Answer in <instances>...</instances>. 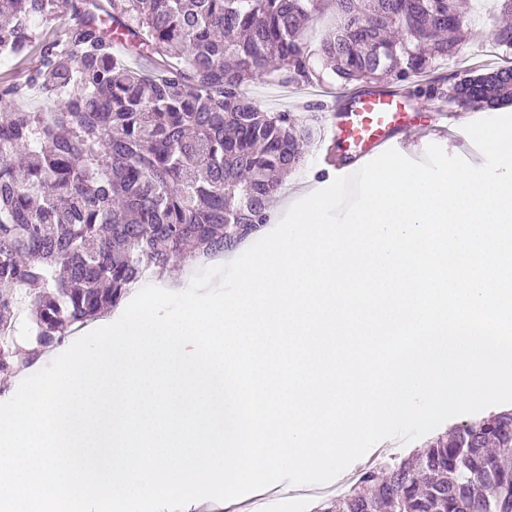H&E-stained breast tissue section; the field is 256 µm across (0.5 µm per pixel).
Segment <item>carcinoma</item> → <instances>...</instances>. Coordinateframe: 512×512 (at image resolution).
I'll list each match as a JSON object with an SVG mask.
<instances>
[{"instance_id":"obj_1","label":"carcinoma","mask_w":512,"mask_h":512,"mask_svg":"<svg viewBox=\"0 0 512 512\" xmlns=\"http://www.w3.org/2000/svg\"><path fill=\"white\" fill-rule=\"evenodd\" d=\"M336 25L316 51L321 5ZM71 21L50 33L32 22ZM458 0H0V55L39 65L0 80V385L117 307L143 267L236 249L271 220L315 128L268 112L245 87L309 84L318 55L345 88L414 84L461 109L512 102V65L454 83L420 78L457 53ZM124 54L156 59L151 72ZM38 90L53 106L22 100ZM316 512H512V413L462 424L411 458L360 473Z\"/></svg>"}]
</instances>
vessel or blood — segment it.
I'll return each mask as SVG.
<instances>
[{
	"label": "vessel or blood",
	"instance_id": "b4317fda",
	"mask_svg": "<svg viewBox=\"0 0 512 512\" xmlns=\"http://www.w3.org/2000/svg\"><path fill=\"white\" fill-rule=\"evenodd\" d=\"M405 93L397 87H366L340 98L325 118L320 154L349 175L390 148H408L413 132L428 127L436 136L446 134L460 120L451 106L438 105L430 117L404 109Z\"/></svg>",
	"mask_w": 512,
	"mask_h": 512
}]
</instances>
